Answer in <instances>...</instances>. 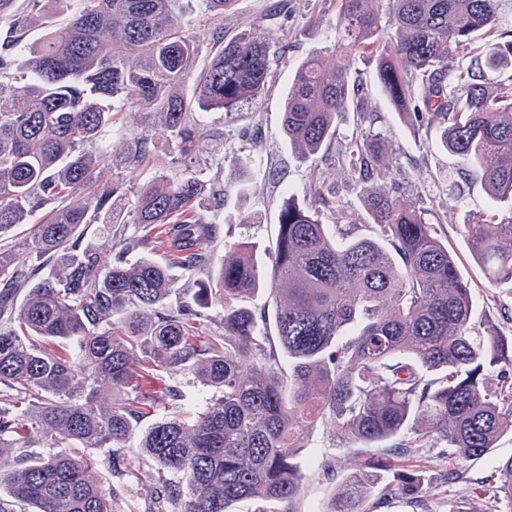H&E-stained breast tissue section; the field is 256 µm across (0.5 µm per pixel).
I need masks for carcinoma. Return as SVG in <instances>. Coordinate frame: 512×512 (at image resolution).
<instances>
[{"instance_id": "obj_1", "label": "carcinoma", "mask_w": 512, "mask_h": 512, "mask_svg": "<svg viewBox=\"0 0 512 512\" xmlns=\"http://www.w3.org/2000/svg\"><path fill=\"white\" fill-rule=\"evenodd\" d=\"M0 0V241L51 206L19 249L0 248V512H114V492L89 449L127 484L141 470L122 449L137 433L149 392L168 374L191 372L219 395L198 410L168 387L179 416L163 413L140 438L157 467L151 494L129 512H230L245 499H273L295 512L297 450L318 420L333 437L363 449L358 473L327 512H379L387 498L414 499L421 478L398 460L440 444L447 483L512 432V344L497 331L473 335L470 284L417 200L364 191L367 223L350 214L331 226L293 198L279 214L275 262L263 270L256 245L224 255L216 287L196 278L210 263L216 227L200 216L201 197L221 206L224 188L194 173L136 177L154 165L147 138L134 136L123 163L133 177L103 179V154L89 147L112 127L116 102L160 118L180 156L209 165L194 108L231 112L264 95L286 48L260 31L217 42L197 75L198 97L179 87L192 75L199 40L176 11L178 0ZM220 21L235 0H205ZM337 49L375 58L379 91L419 126L441 128L462 178L512 210V31L497 27L499 0H337ZM63 17L43 26V8ZM395 38L382 40L386 28ZM484 40L475 54L471 46ZM366 93L349 61L310 56L288 85L282 130L303 158L339 135L343 112H365ZM358 158L355 181L398 169L370 134L344 136ZM132 201L122 225L99 244L81 245L92 224L108 223L112 201ZM155 231L164 264L140 254ZM463 237L489 282L512 289V215L495 212L463 225ZM197 286L193 302L171 303L170 267ZM269 287L288 377L267 348L265 308L235 305ZM25 294L18 306L13 295ZM224 297V342L206 341L209 297ZM497 371L499 383L488 381ZM48 450H32L33 435ZM479 512H512V455Z\"/></svg>"}]
</instances>
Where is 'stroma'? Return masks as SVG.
<instances>
[{"label": "stroma", "instance_id": "stroma-1", "mask_svg": "<svg viewBox=\"0 0 512 512\" xmlns=\"http://www.w3.org/2000/svg\"><path fill=\"white\" fill-rule=\"evenodd\" d=\"M272 2L236 0L234 8L226 12L220 23L225 37L258 30L273 47L287 46L288 62L278 71L272 90L259 101L231 113L201 110L196 113L208 132L205 145L213 158L212 165L202 171L201 177L219 178L224 186L223 206L216 211L208 208L200 211L205 220L219 226L216 237L207 244L208 276L212 279L219 274L226 248L236 242L255 243L258 264L266 269L272 266L279 213L287 198L311 203L312 191L319 185L342 206L338 212L326 210V223H339L345 211L359 216L364 213L363 191L353 177V157H341L333 151L325 160L301 159L282 133L285 94L295 69L308 56L327 58L332 54L338 38L336 0H288L287 11L277 17L269 14ZM352 69L371 87L370 120L361 124L356 113L346 112L337 119L339 130L349 133L363 128L375 134L377 142L396 158L399 172L375 178L374 187L421 200L429 221L435 223L438 234L447 242L462 275L474 290L477 328L492 324L511 339L512 294L489 285L462 235L464 223L496 211L497 203L486 195L479 181L460 179L459 159L441 147L436 132L416 129L375 89L372 60L354 57ZM134 134L151 141L157 171L170 175L184 173L186 165L165 137L160 123L129 107L120 112L118 123L96 145L97 150L111 157L105 168L106 178L128 177L129 171L123 167L121 158ZM510 454L511 433L502 437L497 448L483 460L462 464L461 479L448 486L440 481L446 462L439 448L419 449L405 463L426 474L420 500L414 503L396 497L389 500L382 512H473L484 497L487 475L496 469L502 457ZM300 456L303 477L295 508L297 512H322L340 483L356 467L359 451L334 444L329 428L320 424L314 428ZM326 456L336 461V473L330 479L319 468Z\"/></svg>", "mask_w": 512, "mask_h": 512}]
</instances>
